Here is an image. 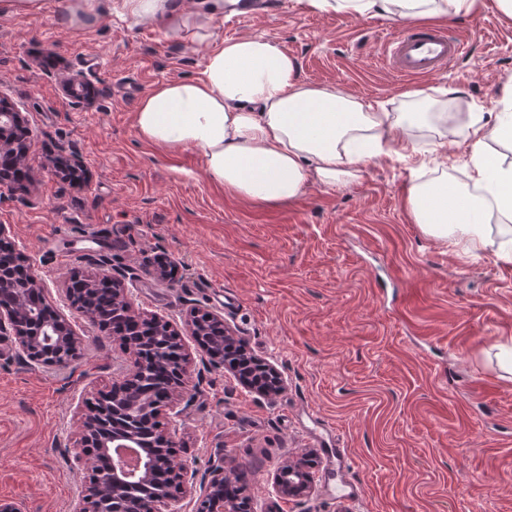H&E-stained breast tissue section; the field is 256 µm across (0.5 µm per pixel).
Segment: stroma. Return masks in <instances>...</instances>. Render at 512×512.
Returning a JSON list of instances; mask_svg holds the SVG:
<instances>
[{
    "mask_svg": "<svg viewBox=\"0 0 512 512\" xmlns=\"http://www.w3.org/2000/svg\"><path fill=\"white\" fill-rule=\"evenodd\" d=\"M64 2L0 13V98L32 130L30 177L0 195V225L83 345L67 366H30L0 335V500L73 512L86 479L65 453L76 407L120 381L125 355L61 290L100 273L104 259L139 273L136 309L177 323L197 309L220 314L276 369L282 389L263 395L185 337V410L165 424L197 476L223 458L249 512H512V373L498 359L512 345V261L424 234L406 203L423 171L385 156L352 183H312L284 204L225 192L198 152L143 143L134 126L140 100L160 82L197 76L209 44L123 15L118 0H100L93 22L73 26ZM482 2L449 16L469 50L428 78L379 62L401 18L288 0L255 18L216 17L211 31L217 42L275 39L302 81L388 112L405 111L409 91L450 86L489 118L512 88V18ZM73 77L76 103L62 91ZM59 159L81 165L85 180L63 179ZM162 263L170 277L154 276ZM336 446L350 467L333 473L325 451ZM303 452L314 461L310 491L278 493L275 471ZM329 472L359 482V498L330 496Z\"/></svg>",
    "mask_w": 512,
    "mask_h": 512,
    "instance_id": "stroma-1",
    "label": "stroma"
}]
</instances>
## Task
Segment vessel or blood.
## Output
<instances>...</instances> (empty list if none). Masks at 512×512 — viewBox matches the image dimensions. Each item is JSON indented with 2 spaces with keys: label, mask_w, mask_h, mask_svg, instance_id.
Segmentation results:
<instances>
[{
  "label": "vessel or blood",
  "mask_w": 512,
  "mask_h": 512,
  "mask_svg": "<svg viewBox=\"0 0 512 512\" xmlns=\"http://www.w3.org/2000/svg\"><path fill=\"white\" fill-rule=\"evenodd\" d=\"M463 53V41L449 30L411 25L387 42L385 62L403 77L434 76L446 71Z\"/></svg>",
  "instance_id": "b4317fda"
}]
</instances>
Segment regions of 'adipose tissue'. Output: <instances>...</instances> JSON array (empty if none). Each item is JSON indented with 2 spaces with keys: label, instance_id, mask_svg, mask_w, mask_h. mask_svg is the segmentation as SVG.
Segmentation results:
<instances>
[{
  "label": "adipose tissue",
  "instance_id": "obj_1",
  "mask_svg": "<svg viewBox=\"0 0 512 512\" xmlns=\"http://www.w3.org/2000/svg\"><path fill=\"white\" fill-rule=\"evenodd\" d=\"M311 8L434 22L469 14L479 0H307ZM126 14L161 23L174 37L210 43L200 75L157 84L134 116L141 140L172 151L192 149L208 178L225 191L256 202L282 203L300 196L308 183L345 185L363 162L405 155L413 133L427 129L445 142L465 141L471 153L473 189L452 187L447 174L411 185L409 213L424 232L478 256L490 244V209L507 220L498 254L512 259V165L487 152L489 142H512V111L488 122L477 112L459 111L457 90L439 97L409 92L407 112H382L335 88L307 83L297 60L265 36L213 42L210 20L224 0H194L191 9L174 0H122Z\"/></svg>",
  "mask_w": 512,
  "mask_h": 512
}]
</instances>
